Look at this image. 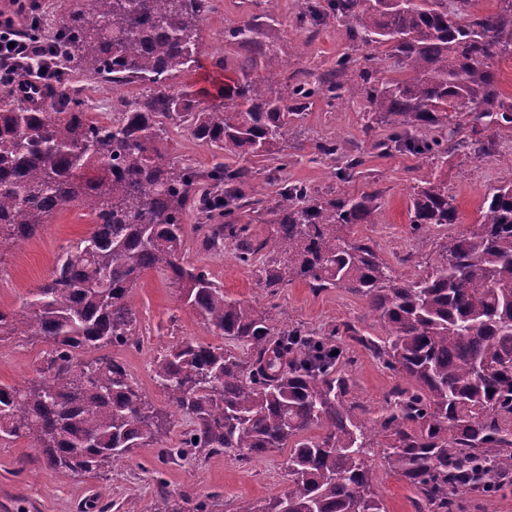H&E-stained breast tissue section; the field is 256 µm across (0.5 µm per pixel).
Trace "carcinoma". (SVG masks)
Returning a JSON list of instances; mask_svg holds the SVG:
<instances>
[{
  "label": "carcinoma",
  "instance_id": "carcinoma-1",
  "mask_svg": "<svg viewBox=\"0 0 512 512\" xmlns=\"http://www.w3.org/2000/svg\"><path fill=\"white\" fill-rule=\"evenodd\" d=\"M448 15L447 0H311L296 18H333L354 50L327 78L310 73L278 93L267 83L286 66L275 28L244 20L225 36L244 50L235 77L213 89L171 91L167 82L201 67V29L219 0H75L66 20L45 31L30 14L19 40L43 43L58 71L43 82L47 99L31 107L14 82L0 81V253L38 236L58 211L79 207L88 234L60 253L50 277L24 310H0V335L50 345L42 366L23 385L0 384V440L25 438L63 475L95 473L133 448L167 433L176 412L195 418L162 457L236 453L248 462L288 449L291 486L262 506L236 512H384L374 488L370 448L414 490L418 512H460L462 496L491 512L512 488V182L484 196L473 229L450 239L424 275L389 267L364 239L345 230L376 223L375 196L322 199L303 183L280 188L267 211L275 235L252 238L242 223L252 171L218 162L206 175L176 164L163 143L179 123L202 144L232 158L267 157L288 135L309 100L363 98L375 119L394 117L386 151L446 159L486 152L481 131L512 124L494 61L512 54V0L494 14ZM401 77L383 79L358 67L380 50ZM263 59L265 76L251 78ZM111 84L139 81L144 92L120 99L121 110L99 120L88 112L78 77ZM471 133L444 143L432 133L448 113ZM210 249L237 242L236 259L250 266L262 251L278 254L265 288L296 279L321 290L345 288L366 300L385 339L354 340L410 386L393 387L376 417L350 398L351 378L336 336L317 337L301 325L279 326L267 312L224 296L203 267L183 261L185 216ZM413 231L458 223L453 197L439 176L412 188ZM179 285L185 306L215 336L246 346L239 357L222 347L184 341L154 364L167 408L135 388L125 366L101 355L107 346H136L132 293L149 271ZM338 354H332V351ZM321 429L324 434L312 436ZM172 509L161 495L154 512H208L183 494Z\"/></svg>",
  "mask_w": 512,
  "mask_h": 512
}]
</instances>
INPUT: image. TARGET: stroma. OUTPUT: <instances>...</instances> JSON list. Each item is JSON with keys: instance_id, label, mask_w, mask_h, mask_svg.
I'll return each mask as SVG.
<instances>
[{"instance_id": "obj_1", "label": "stroma", "mask_w": 512, "mask_h": 512, "mask_svg": "<svg viewBox=\"0 0 512 512\" xmlns=\"http://www.w3.org/2000/svg\"><path fill=\"white\" fill-rule=\"evenodd\" d=\"M308 2L222 0L219 10L203 25L202 68L172 78L170 90L207 87L213 75V55L236 61L238 49L225 40L224 32L251 17L262 22L272 15L281 23L277 48L287 63L282 80L296 81L309 69L327 71L351 49L352 42L346 28L332 19L311 29H298L294 20L306 12ZM390 130L389 120L367 121L360 104L331 105L326 99H315L304 118L289 126L279 154L254 159L252 197L270 201L283 185L291 183L307 184L325 199L374 194L379 205L376 221L357 227L358 237L370 238L379 257L399 272H423L438 262L449 238L466 232L476 222L484 194L512 181V128L484 131L487 153L455 154L443 163L406 153H386L383 143ZM325 142L335 143V154L320 153L319 146ZM167 149L171 159L202 173L216 161L213 149L179 125L168 126ZM355 157L361 158V166L346 170V163ZM432 175L445 181L460 221L416 234L409 222V192L415 183ZM197 222L195 213L187 214L184 260L205 267L228 298L249 302L258 310L271 312L279 323H298L318 336L332 334L335 327L346 323L359 335L376 340L384 337L383 325L371 316L361 297L342 288L316 291L299 280L275 290L264 288V270L270 267L271 256H262L247 267L236 260L233 242H225L218 251L205 250L193 230ZM89 227L80 208L68 207L58 211L40 235L22 249L1 254L0 309H21L34 288L49 276L58 254L79 241ZM134 304L139 317V346L112 347L108 353L125 365L135 387L157 407H165L166 395L154 380L152 367L169 347L193 341L221 344L235 353L240 350L233 340L212 335L182 303L179 287L164 274L145 275L134 291ZM336 341L349 357L353 397L371 412H379L385 394L399 383V376L348 336H337ZM46 349L45 343L22 336L1 337L0 383L17 385L30 379ZM286 460L283 450L249 463L238 461L231 453H197L171 460L162 458L158 446L153 445L133 449L104 471L62 477L46 467L27 440H2L0 512H80L81 506L92 501L105 512H123L129 501L146 512L160 492L175 505L181 494L190 493L209 497L212 512H234L240 502L261 505L286 493L290 484ZM370 463L385 512H416L413 491L389 468L381 449H372Z\"/></svg>"}]
</instances>
